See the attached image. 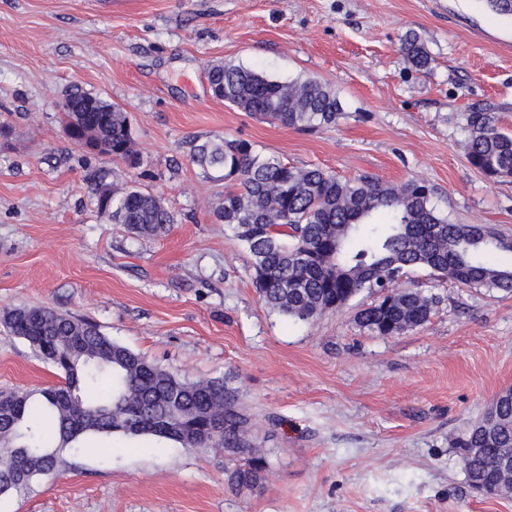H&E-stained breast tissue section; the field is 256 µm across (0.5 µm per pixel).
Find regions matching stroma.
Wrapping results in <instances>:
<instances>
[{"mask_svg":"<svg viewBox=\"0 0 512 512\" xmlns=\"http://www.w3.org/2000/svg\"><path fill=\"white\" fill-rule=\"evenodd\" d=\"M409 33L428 72L402 50ZM220 62L325 82L344 116L313 131L259 121L212 94ZM75 87L125 110L138 165L68 139L60 105ZM483 109L512 134V15L486 0H0V313L47 306L173 374L223 379L268 465L235 489L244 459L224 448L92 440L57 479L0 496V512H512V497L471 491L452 446L512 389V295L413 269L406 287L436 299L416 329L362 330L367 290L288 320L210 209L222 184L190 160L227 136L341 177L414 178L452 222L512 236V178L466 159ZM105 184L162 195L168 234L113 223ZM58 380L0 328V391Z\"/></svg>","mask_w":512,"mask_h":512,"instance_id":"1","label":"stroma"}]
</instances>
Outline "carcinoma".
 <instances>
[{
  "mask_svg": "<svg viewBox=\"0 0 512 512\" xmlns=\"http://www.w3.org/2000/svg\"><path fill=\"white\" fill-rule=\"evenodd\" d=\"M415 66L430 57L417 39L404 40ZM213 95L255 117L298 130L330 126L342 117L336 92L315 79L281 82L240 65L207 69ZM78 136L112 141V160L135 163L138 152L124 110L76 114L61 108ZM469 164L493 179L512 178V135L486 112L471 115ZM191 162L224 183L214 215L248 249L253 283L270 309L310 322L345 307L360 291L379 294L359 311V327L394 336L425 324L435 299L401 287L413 269H426L472 288L512 293V237L486 224H455L433 203L434 190L411 179L397 186L368 176L338 178L318 166H295L267 156L245 139L195 146ZM112 222L141 237L167 233L173 217L158 194L102 187ZM0 323L60 373L62 382L36 391L0 393V495L21 494L66 457L98 438L154 436L183 448L218 438L245 464L231 474L238 487L255 485L264 462L253 456L248 417L228 406L224 380L190 381L112 340L86 320L50 307H15ZM470 486L512 485V392L463 435L454 438Z\"/></svg>",
  "mask_w": 512,
  "mask_h": 512,
  "instance_id": "1",
  "label": "carcinoma"
}]
</instances>
